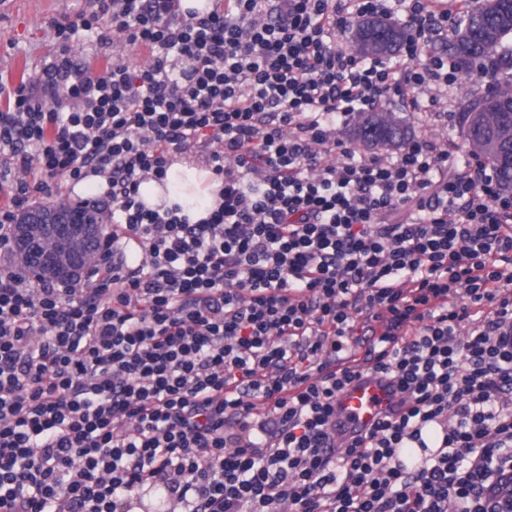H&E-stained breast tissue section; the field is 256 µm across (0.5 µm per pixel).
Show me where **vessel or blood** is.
Segmentation results:
<instances>
[{
	"mask_svg": "<svg viewBox=\"0 0 512 512\" xmlns=\"http://www.w3.org/2000/svg\"><path fill=\"white\" fill-rule=\"evenodd\" d=\"M395 403V395L386 382L364 375L339 395L336 415L347 429L364 431L393 410Z\"/></svg>",
	"mask_w": 512,
	"mask_h": 512,
	"instance_id": "vessel-or-blood-1",
	"label": "vessel or blood"
}]
</instances>
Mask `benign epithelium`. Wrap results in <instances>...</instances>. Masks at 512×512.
<instances>
[{
  "instance_id": "1",
  "label": "benign epithelium",
  "mask_w": 512,
  "mask_h": 512,
  "mask_svg": "<svg viewBox=\"0 0 512 512\" xmlns=\"http://www.w3.org/2000/svg\"><path fill=\"white\" fill-rule=\"evenodd\" d=\"M107 223L104 212L90 221L68 209H31L14 226L13 247L34 271L68 278L97 262L96 242L104 238Z\"/></svg>"
}]
</instances>
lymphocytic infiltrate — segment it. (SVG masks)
I'll use <instances>...</instances> for the list:
<instances>
[{
  "label": "lymphocytic infiltrate",
  "instance_id": "lymphocytic-infiltrate-1",
  "mask_svg": "<svg viewBox=\"0 0 512 512\" xmlns=\"http://www.w3.org/2000/svg\"><path fill=\"white\" fill-rule=\"evenodd\" d=\"M149 63L103 75L60 52L0 85V512H512V199L489 163L429 137L365 154L359 113L428 105L457 80L435 37L463 0H93ZM398 17L395 63L361 58L359 16ZM204 153L221 201L189 223L140 200ZM107 177L86 279L9 263L16 209ZM141 243L139 261L120 252ZM395 410L336 432L362 373Z\"/></svg>",
  "mask_w": 512,
  "mask_h": 512
}]
</instances>
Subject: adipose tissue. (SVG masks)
<instances>
[{
    "label": "adipose tissue",
    "mask_w": 512,
    "mask_h": 512,
    "mask_svg": "<svg viewBox=\"0 0 512 512\" xmlns=\"http://www.w3.org/2000/svg\"><path fill=\"white\" fill-rule=\"evenodd\" d=\"M221 180L211 169L188 161L172 162L163 182L149 180L139 188L141 200L148 208L180 206L190 223L209 217L217 206Z\"/></svg>",
    "instance_id": "ef3b65f1"
}]
</instances>
